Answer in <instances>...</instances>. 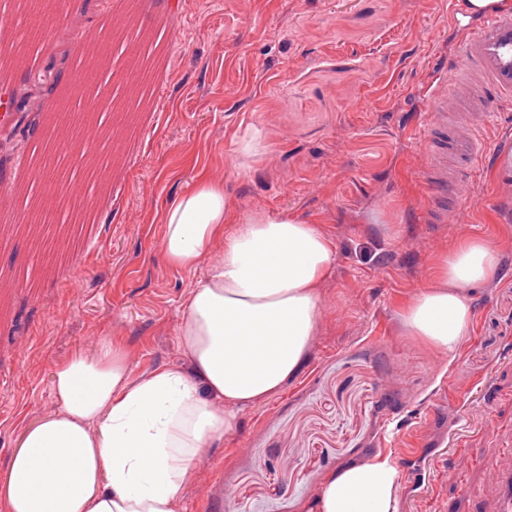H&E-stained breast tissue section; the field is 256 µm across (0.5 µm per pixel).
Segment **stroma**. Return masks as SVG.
I'll use <instances>...</instances> for the list:
<instances>
[{
  "instance_id": "1",
  "label": "stroma",
  "mask_w": 512,
  "mask_h": 512,
  "mask_svg": "<svg viewBox=\"0 0 512 512\" xmlns=\"http://www.w3.org/2000/svg\"><path fill=\"white\" fill-rule=\"evenodd\" d=\"M146 2L155 93L110 193L92 188L86 220L64 231L77 262L36 259L22 231L0 239L16 282L0 300V468L52 408V366L75 350L115 338L135 371L177 362L182 300L207 267L159 259L164 215L220 176L240 213L317 224L336 261L300 373L213 442L184 512H305L334 470L377 454L397 462L398 512H469L464 448L512 467V100L459 123L483 157L440 223L420 131L425 92L454 80L477 14L460 0ZM250 138L257 151L238 167ZM475 238L497 248L501 273L471 289L472 330L450 356L411 336L402 311L439 255ZM410 446L420 454L403 460Z\"/></svg>"
}]
</instances>
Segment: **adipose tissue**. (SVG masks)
<instances>
[{
    "label": "adipose tissue",
    "mask_w": 512,
    "mask_h": 512,
    "mask_svg": "<svg viewBox=\"0 0 512 512\" xmlns=\"http://www.w3.org/2000/svg\"><path fill=\"white\" fill-rule=\"evenodd\" d=\"M159 251L184 269L209 263L182 304L179 362L137 374L125 346L103 340L54 363L56 407L25 429L0 470V512H183L212 443L298 374L336 260L318 226L240 214L223 181L205 178L167 210ZM499 272L485 240L443 255L435 281L407 303L406 327L455 352L474 321L469 288ZM399 483L390 457L349 464L306 512H398Z\"/></svg>",
    "instance_id": "adipose-tissue-1"
}]
</instances>
